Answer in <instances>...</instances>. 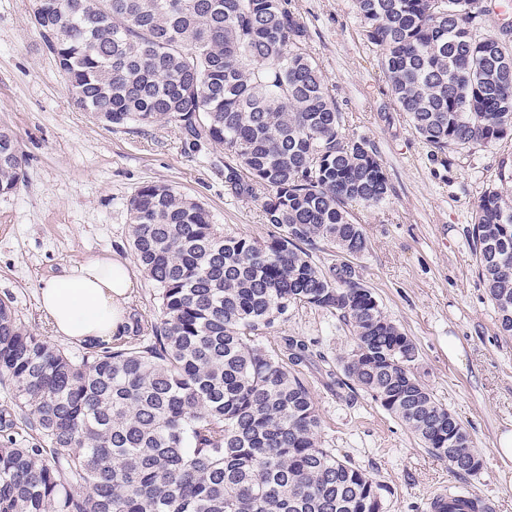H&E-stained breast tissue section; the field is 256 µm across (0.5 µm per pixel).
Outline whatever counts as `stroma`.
<instances>
[{"label":"stroma","mask_w":512,"mask_h":512,"mask_svg":"<svg viewBox=\"0 0 512 512\" xmlns=\"http://www.w3.org/2000/svg\"><path fill=\"white\" fill-rule=\"evenodd\" d=\"M307 29L312 56L342 114L346 136L376 147L389 196L354 215L369 240L358 259L363 282L384 313L419 350L415 372L468 430L482 457L477 475L453 474L445 460L362 390L338 388V361L354 347L336 315L299 304L261 330L260 342L282 351L302 336L311 357L301 366L321 419L324 447L381 481L385 512H427L438 494L469 491L494 512H512V460L496 451L512 426V338L475 269L468 229L480 196L504 187L512 170V137L433 154L396 110L365 42L352 0H289ZM31 0H0V126L20 141L24 177L0 195V298L11 299L33 330L49 329L37 301L42 280L91 256L133 260L128 201L146 183H164L199 198L225 232L268 239L266 192L237 196L224 181L228 157L210 143L186 144L174 124L147 131L111 129L74 102L33 22ZM126 302L125 341L148 340L159 315L156 289L141 273ZM460 352L448 353L449 339Z\"/></svg>","instance_id":"obj_1"}]
</instances>
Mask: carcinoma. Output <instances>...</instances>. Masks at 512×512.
<instances>
[{
    "label": "carcinoma",
    "mask_w": 512,
    "mask_h": 512,
    "mask_svg": "<svg viewBox=\"0 0 512 512\" xmlns=\"http://www.w3.org/2000/svg\"><path fill=\"white\" fill-rule=\"evenodd\" d=\"M34 16L76 103L112 128L159 121L224 149L225 182L269 191L259 241L224 233L169 184L131 196L138 270L158 290L154 341L71 355L0 299V512H383V484L323 447L299 366L308 343H256L297 303L337 315L359 388L463 476L469 432L413 372V340L356 273L368 249L351 207L390 192L370 141L342 116L288 0H42ZM397 111L434 152L512 135V38L481 32L482 0H354ZM25 158L0 126V194ZM479 277L512 337V196L480 197ZM338 260L316 263L317 243ZM36 432L31 442L18 425Z\"/></svg>",
    "instance_id": "carcinoma-1"
}]
</instances>
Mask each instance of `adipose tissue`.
I'll return each instance as SVG.
<instances>
[{
    "instance_id": "ef3b65f1",
    "label": "adipose tissue",
    "mask_w": 512,
    "mask_h": 512,
    "mask_svg": "<svg viewBox=\"0 0 512 512\" xmlns=\"http://www.w3.org/2000/svg\"><path fill=\"white\" fill-rule=\"evenodd\" d=\"M128 261L97 256L41 282L38 302L57 336L89 342L122 334L121 308L132 286Z\"/></svg>"
}]
</instances>
